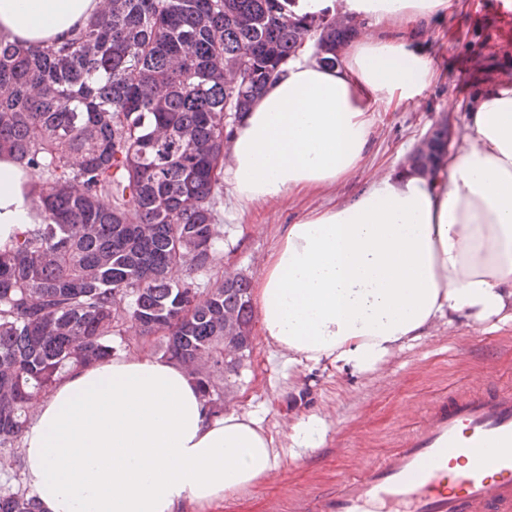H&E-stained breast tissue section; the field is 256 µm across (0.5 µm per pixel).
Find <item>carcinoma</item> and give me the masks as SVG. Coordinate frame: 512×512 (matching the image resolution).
<instances>
[{
	"mask_svg": "<svg viewBox=\"0 0 512 512\" xmlns=\"http://www.w3.org/2000/svg\"><path fill=\"white\" fill-rule=\"evenodd\" d=\"M354 31L281 0H102L61 44L0 35V156L41 177L34 223L0 247V455L63 376L107 361L130 329L162 337L224 413V377L251 353L250 282L194 277L217 265L224 102L239 121L303 41L333 66ZM447 146L445 126L412 163L430 171ZM228 338L242 358L224 359ZM13 479L0 512H41Z\"/></svg>",
	"mask_w": 512,
	"mask_h": 512,
	"instance_id": "cac0c4a2",
	"label": "carcinoma"
}]
</instances>
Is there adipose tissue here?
I'll return each mask as SVG.
<instances>
[{
	"label": "adipose tissue",
	"instance_id": "adipose-tissue-1",
	"mask_svg": "<svg viewBox=\"0 0 512 512\" xmlns=\"http://www.w3.org/2000/svg\"><path fill=\"white\" fill-rule=\"evenodd\" d=\"M100 0H0V35L69 38ZM462 0H287L296 17L368 19L339 64L289 60L227 143L224 183L238 206L329 188L361 169L377 113L409 106L433 68L413 27ZM461 109L460 142L432 173L393 166L349 200L286 225L256 280L262 335L290 378L316 368L365 375L464 318L512 324V82ZM34 182L0 159V246L31 223ZM269 409L210 416L175 362L123 351L72 373L23 433V477L42 512H210L265 480L284 456L321 444L325 420L298 415L286 440Z\"/></svg>",
	"mask_w": 512,
	"mask_h": 512
}]
</instances>
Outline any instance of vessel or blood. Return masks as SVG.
I'll list each match as a JSON object with an SVG mask.
<instances>
[{"label":"vessel or blood","instance_id":"obj_1","mask_svg":"<svg viewBox=\"0 0 512 512\" xmlns=\"http://www.w3.org/2000/svg\"><path fill=\"white\" fill-rule=\"evenodd\" d=\"M292 512H512V386L433 401L393 453Z\"/></svg>","mask_w":512,"mask_h":512}]
</instances>
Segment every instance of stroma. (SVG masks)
<instances>
[{"mask_svg": "<svg viewBox=\"0 0 512 512\" xmlns=\"http://www.w3.org/2000/svg\"><path fill=\"white\" fill-rule=\"evenodd\" d=\"M420 41L432 61L434 78L410 107L377 114L363 169L336 187L244 211L227 192H220L218 271L256 280L284 225L308 210L349 199L374 175L408 162L433 128L445 124L453 135H460L464 115L453 104L472 96L483 68L492 67L493 77L512 79V65H497L504 53L512 54V10L503 0H474L472 7L433 19L422 27ZM267 355L261 334H254L251 358L233 385L226 408L245 410L267 403V424L279 432L286 430L292 414L318 413L327 424L324 442L298 457H284L278 469L249 493L216 505L212 512H267L270 500L284 487L332 492L342 469L381 456L399 434L419 429L429 402L463 387L489 389L512 383V325L490 332L464 319L441 324L420 344L396 354L371 374L313 370L298 379L290 394L271 384Z\"/></svg>", "mask_w": 512, "mask_h": 512, "instance_id": "stroma-1", "label": "stroma"}]
</instances>
